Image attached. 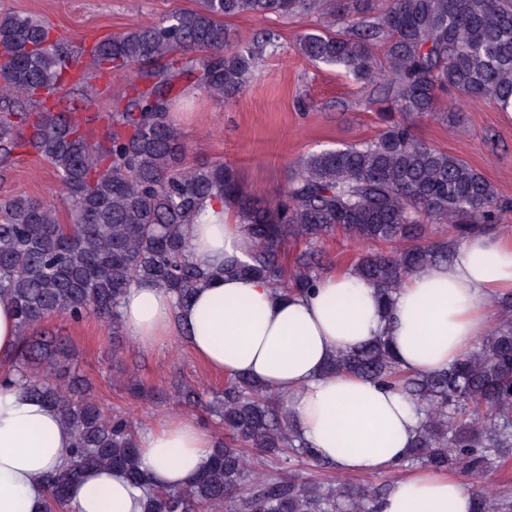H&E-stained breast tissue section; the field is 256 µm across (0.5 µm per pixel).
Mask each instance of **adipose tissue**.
<instances>
[{
  "instance_id": "ef3b65f1",
  "label": "adipose tissue",
  "mask_w": 512,
  "mask_h": 512,
  "mask_svg": "<svg viewBox=\"0 0 512 512\" xmlns=\"http://www.w3.org/2000/svg\"><path fill=\"white\" fill-rule=\"evenodd\" d=\"M186 236L197 259L244 257L249 239L231 211L206 203ZM512 294V237L473 234L452 260L406 276L391 306L350 270L322 275L304 295L283 296L263 280L216 276L190 302L150 282L122 303L126 333L145 347L188 333L211 371L242 374L285 401L299 435L343 475L395 468L418 427L416 408L399 391L346 372L325 373L337 349L385 335L402 368L430 373L468 355L485 336L491 297ZM72 443L59 414L15 387L0 386V512H42L44 477L62 468ZM213 436L174 416L139 440L152 486L182 488L207 464ZM473 493L453 474L415 469L395 481L378 512H471ZM73 512H143V493L109 469L85 474L72 491Z\"/></svg>"
}]
</instances>
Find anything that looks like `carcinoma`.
I'll use <instances>...</instances> for the list:
<instances>
[{"instance_id": "cac0c4a2", "label": "carcinoma", "mask_w": 512, "mask_h": 512, "mask_svg": "<svg viewBox=\"0 0 512 512\" xmlns=\"http://www.w3.org/2000/svg\"><path fill=\"white\" fill-rule=\"evenodd\" d=\"M328 2L327 25L300 35L298 50L380 91L388 110L447 119L438 100L449 89L454 111L480 98L512 111V0ZM320 7L321 0H197L161 24L97 39L85 50L92 65L103 76H129L124 105L102 116L100 137L86 129L84 106L61 110L44 98L70 72L83 85L67 40L32 16L0 14V163L33 151L53 165L70 201L68 224L54 204L25 195L0 208V301L13 307L18 328L0 385L48 403L72 432L70 466L45 479L44 512H71L68 489L90 467L122 470L143 489L144 512H376L389 492L302 479L300 461L329 464L295 434L284 402L244 375L227 378L218 411L231 442L215 443L188 486L158 491L140 467L127 419L88 397L64 343L34 335L54 314L80 321L94 313L119 336L122 298L143 281L178 306L216 275L260 277L286 294L304 293L321 276L316 244L338 231L377 246L351 270L389 304L408 274L450 260L458 242L502 220L506 206L481 173L401 123L372 140L306 155L274 202L246 191L224 162L184 163L186 147L170 119L176 83L185 78L198 96L229 100L282 48L273 31L234 46L228 21ZM208 200L224 202L250 239L244 259L213 268L189 250L185 228ZM427 224H448L455 235L422 243ZM290 237L306 248L287 268L281 257ZM495 303L497 322L478 349L445 370L403 371L385 336L328 362L331 373L394 388L417 406L407 464L476 476L512 457V295ZM246 447L278 471L245 482ZM511 509L506 494L474 495V512Z\"/></svg>"}]
</instances>
